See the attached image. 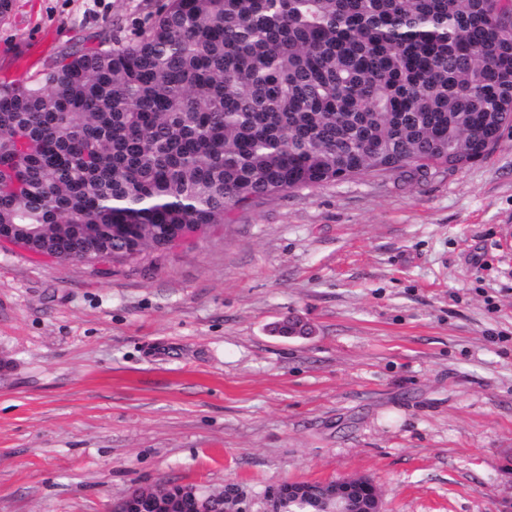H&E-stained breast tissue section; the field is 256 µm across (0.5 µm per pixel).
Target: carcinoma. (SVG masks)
Returning a JSON list of instances; mask_svg holds the SVG:
<instances>
[{
  "label": "carcinoma",
  "mask_w": 512,
  "mask_h": 512,
  "mask_svg": "<svg viewBox=\"0 0 512 512\" xmlns=\"http://www.w3.org/2000/svg\"><path fill=\"white\" fill-rule=\"evenodd\" d=\"M506 126L504 0H168L134 43L0 83V228L126 261L262 196L474 162Z\"/></svg>",
  "instance_id": "cac0c4a2"
}]
</instances>
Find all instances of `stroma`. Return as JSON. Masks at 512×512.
<instances>
[{"label": "stroma", "instance_id": "stroma-1", "mask_svg": "<svg viewBox=\"0 0 512 512\" xmlns=\"http://www.w3.org/2000/svg\"><path fill=\"white\" fill-rule=\"evenodd\" d=\"M167 0H12L33 38L134 42ZM512 127L465 166L262 197L116 263L0 242V512H110L140 486L366 477L383 512H512ZM305 337H282L285 318Z\"/></svg>", "mask_w": 512, "mask_h": 512}]
</instances>
